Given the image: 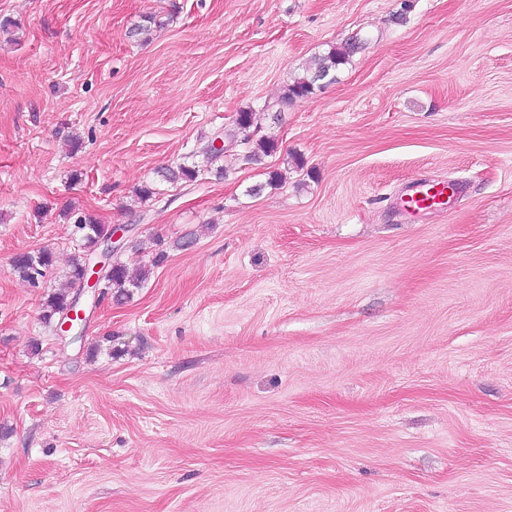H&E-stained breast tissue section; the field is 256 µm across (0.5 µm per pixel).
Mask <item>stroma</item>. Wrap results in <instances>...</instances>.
<instances>
[{
  "instance_id": "35a3bbf8",
  "label": "stroma",
  "mask_w": 512,
  "mask_h": 512,
  "mask_svg": "<svg viewBox=\"0 0 512 512\" xmlns=\"http://www.w3.org/2000/svg\"><path fill=\"white\" fill-rule=\"evenodd\" d=\"M244 108L276 153L160 182ZM67 209L151 270L78 340L10 267ZM0 425V512H512V0H0ZM355 49L357 45L351 41L342 48H332L326 54L315 57L312 67L306 68L301 76L295 77L291 83H288L278 104L288 107L297 101L311 97L325 87L322 81L330 75L332 76L329 82L335 81L336 77L333 73L349 63ZM448 183L421 181L410 186L400 199L402 209L408 213H420L448 205Z\"/></svg>"
}]
</instances>
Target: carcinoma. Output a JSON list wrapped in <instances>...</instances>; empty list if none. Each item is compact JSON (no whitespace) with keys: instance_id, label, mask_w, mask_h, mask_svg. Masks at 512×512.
Listing matches in <instances>:
<instances>
[{"instance_id":"cac0c4a2","label":"carcinoma","mask_w":512,"mask_h":512,"mask_svg":"<svg viewBox=\"0 0 512 512\" xmlns=\"http://www.w3.org/2000/svg\"><path fill=\"white\" fill-rule=\"evenodd\" d=\"M357 49L355 42H350L341 48H332L327 53L314 59V64L304 70V73L289 83L278 104L287 107L297 101L307 99L324 87V80L335 81L333 73L346 65ZM254 125V112L244 109L237 113L232 127L223 131L219 138L237 143L242 148V156L247 163H258L262 158L277 151L278 141L272 136H256L251 131ZM211 143H206L200 151H194L190 157H199L201 161L187 164L185 162L176 167H167L160 172V177L168 183H188L196 181L202 175H213L223 179L227 175L226 167L220 165L224 157L223 149H210ZM109 231L103 224L84 214L76 217L72 224V235L78 239L77 252L71 259L70 270L66 276V283L60 288H54L44 296L42 302L41 319L44 323L52 325L58 315L66 310L77 291V285L82 277L87 258L96 248L98 242L108 236ZM54 259L47 250L34 253L24 252L17 254L12 260V270L19 280L37 288L47 277L53 266ZM129 278L126 265L112 258L107 275L101 284V296H108L115 302L122 304L130 298V288H138L141 281Z\"/></svg>"}]
</instances>
